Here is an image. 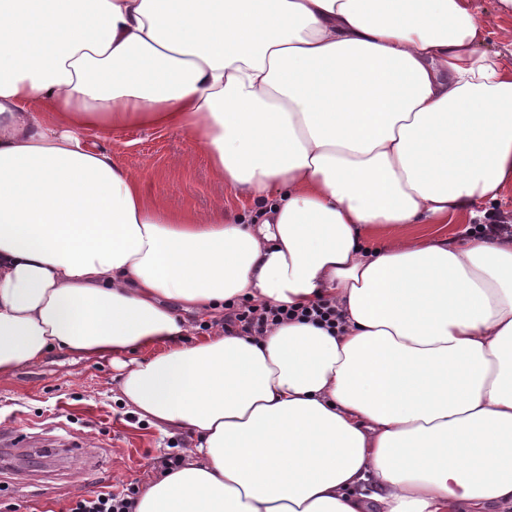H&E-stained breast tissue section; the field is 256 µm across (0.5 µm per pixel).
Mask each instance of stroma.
<instances>
[{
    "label": "stroma",
    "instance_id": "1",
    "mask_svg": "<svg viewBox=\"0 0 512 512\" xmlns=\"http://www.w3.org/2000/svg\"><path fill=\"white\" fill-rule=\"evenodd\" d=\"M483 23L482 47L512 49V16L497 0H472ZM90 137L133 174L152 183L171 207L207 215L215 201L228 213L246 202L226 190L196 143L172 130L127 126ZM0 427L28 436L31 445L0 456V512H67L71 502L157 477L156 459L189 434L166 435L128 407L111 358L50 352L36 367L0 385Z\"/></svg>",
    "mask_w": 512,
    "mask_h": 512
}]
</instances>
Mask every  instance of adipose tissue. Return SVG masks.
<instances>
[{"label":"adipose tissue","instance_id":"obj_1","mask_svg":"<svg viewBox=\"0 0 512 512\" xmlns=\"http://www.w3.org/2000/svg\"><path fill=\"white\" fill-rule=\"evenodd\" d=\"M471 0H0V385L134 353L193 436L134 512L512 505V235L412 240L512 185V58ZM192 138L255 209L153 197L89 131ZM335 302L261 336L225 303Z\"/></svg>","mask_w":512,"mask_h":512}]
</instances>
